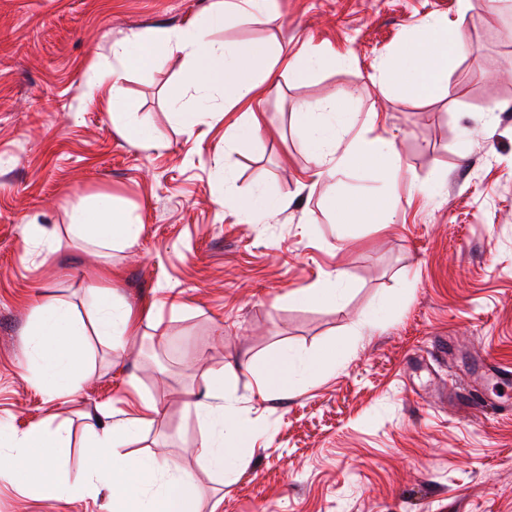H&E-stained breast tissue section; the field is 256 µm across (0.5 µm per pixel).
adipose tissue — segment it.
I'll use <instances>...</instances> for the list:
<instances>
[{
	"label": "adipose tissue",
	"mask_w": 512,
	"mask_h": 512,
	"mask_svg": "<svg viewBox=\"0 0 512 512\" xmlns=\"http://www.w3.org/2000/svg\"><path fill=\"white\" fill-rule=\"evenodd\" d=\"M274 7L275 0H212L207 11L186 28L149 35L134 33L113 42L112 65L96 70L93 85H111L117 128L129 139L147 144L143 122L133 104L122 96L120 83L129 70L153 64L160 45L182 54L187 63L170 104L189 132L213 113L254 100L275 66H282L291 81L302 86L314 72L346 63V56L333 51L313 50L291 59L261 44L226 43L210 37L212 29L223 26L227 10L238 9L250 22L259 24ZM420 29V35L402 38L397 54L384 71L408 92L427 97L441 90L448 59L461 50L462 43L457 34L449 32L446 21L427 19ZM338 113L336 100L328 98L304 105L298 114L303 146L314 159L311 184L356 162L373 165L377 179H390L398 169L394 142L364 134L344 140L336 130ZM69 223L78 237L96 247L130 248L140 235L138 222L118 209L107 195L73 207ZM88 314V321H80L61 303L35 311L28 344L36 364L35 376L46 383L51 395L70 396L76 391L86 325H93L98 335L109 339L133 331L130 312L119 304L110 287L95 289ZM244 367L256 374L263 394L287 390L295 381V362L284 352L259 363L245 362ZM192 408L204 427L197 456L207 462L219 480L234 482L241 466L240 450L249 445L252 431L239 421L234 403L224 395L223 372L209 375L204 399L194 401ZM140 410L134 422L91 416L82 476L72 483L64 481L55 465L54 451L66 441L65 423L39 425L13 436L10 447L25 459L26 494L86 496L101 500L102 512H198L199 492L190 474L173 461L138 457L126 451L135 423L150 425L160 416L157 403L148 398L142 399Z\"/></svg>",
	"instance_id": "obj_1"
}]
</instances>
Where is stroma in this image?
Masks as SVG:
<instances>
[{"label": "stroma", "mask_w": 512, "mask_h": 512, "mask_svg": "<svg viewBox=\"0 0 512 512\" xmlns=\"http://www.w3.org/2000/svg\"><path fill=\"white\" fill-rule=\"evenodd\" d=\"M211 0H0V436L55 417L68 441L58 464L76 475L86 416L132 413L140 398L160 417L134 430L131 451L192 475L200 512H512V14L499 0H276L261 25L227 17L217 39L331 49L349 64L304 87L274 70L254 110L260 136L225 142L244 107L185 133L169 90L186 69L162 52L121 86L154 147L112 123V90L86 88L111 66L114 41L188 26ZM459 30L435 95L419 98L378 69L427 18ZM326 97L374 112L394 137L403 171L391 185L393 223H337L331 198L374 197L380 184L353 166L315 189L302 145L301 102ZM232 166L241 194L285 204L253 223L214 201ZM107 194L141 226L131 249L92 248L74 236V205ZM341 272L332 303L295 305L288 291ZM109 281L136 318L121 345L88 334L85 374L54 399L33 375L34 310L62 303L85 316ZM343 366L285 393L260 394L245 360L329 349ZM254 436L234 484L194 452L190 407L207 376ZM497 401L475 414L472 385ZM0 512H98L88 498L31 499L0 477Z\"/></svg>", "instance_id": "stroma-1"}]
</instances>
